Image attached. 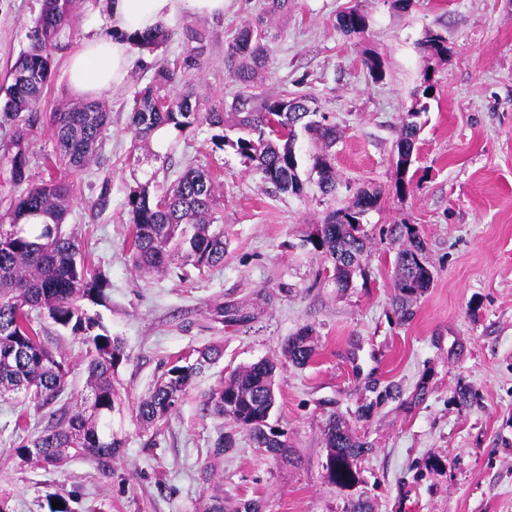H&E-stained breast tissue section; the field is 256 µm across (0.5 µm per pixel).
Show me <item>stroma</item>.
<instances>
[{
    "mask_svg": "<svg viewBox=\"0 0 512 512\" xmlns=\"http://www.w3.org/2000/svg\"><path fill=\"white\" fill-rule=\"evenodd\" d=\"M363 3L369 28L355 39L336 28L350 0H292L287 13L267 20L269 65L257 92L308 93L336 125L332 204L321 203L312 182L300 198L269 192L234 150L217 146L208 125L187 129L163 151L131 127L135 92L187 55L189 29L203 36V65L179 73L170 94L191 95L204 110L231 107L243 89L224 49L262 17L263 0H229L216 19L176 17L171 39L150 52L139 49L142 64L103 93L110 123L91 165L73 177L64 229L110 282L107 302L88 311L124 345L113 378L121 402L112 413L122 446L107 475L79 457L45 471L14 455L51 410L71 406L86 389L84 345L33 313L35 328L71 372L51 407L0 399V498L10 512H49L51 497L75 490L74 512H203L214 494L231 504L256 501L262 512H345L363 492L376 512H512V0H416L406 12L392 0ZM39 9L40 0H0V78L30 50ZM108 26L103 0H83L54 53L27 137L30 184L51 172L52 113L76 102L67 88L68 50ZM430 30L447 37V57L421 59L417 44ZM367 49L384 62L382 81H372L362 64ZM427 75L436 90L419 117L416 173L399 194L392 148ZM190 165L216 178L224 263L198 270L175 261L143 275L131 259L128 196L143 185L171 183ZM358 186L379 190L381 201L364 219V272L341 294L302 242L328 206L344 205ZM394 224L418 227L433 274L405 322L395 312L396 248L386 235ZM219 305L238 310L241 321L216 318ZM304 325L316 330V353L297 367L281 347ZM210 345L222 346V358L194 378L168 420L157 429L140 425L135 406L162 373ZM265 358L278 362L270 422L292 445L290 460L267 457L242 432L232 451L213 457L215 439L230 425L206 407L209 394L234 369ZM391 383L400 398L356 425L374 445L360 466L362 483L337 488L326 469V422L353 418ZM421 384L426 394L413 402ZM460 384L478 393L477 403L456 402ZM22 413L24 431L15 427ZM432 456L442 468L422 472Z\"/></svg>",
    "mask_w": 512,
    "mask_h": 512,
    "instance_id": "1",
    "label": "stroma"
}]
</instances>
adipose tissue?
<instances>
[{
    "label": "adipose tissue",
    "mask_w": 512,
    "mask_h": 512,
    "mask_svg": "<svg viewBox=\"0 0 512 512\" xmlns=\"http://www.w3.org/2000/svg\"><path fill=\"white\" fill-rule=\"evenodd\" d=\"M112 21L110 30L83 38L71 52L68 86L72 94L92 98L122 84L136 57L133 34L164 28L180 14L218 18L227 0H104Z\"/></svg>",
    "instance_id": "obj_1"
}]
</instances>
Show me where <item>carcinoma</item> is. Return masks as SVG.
Segmentation results:
<instances>
[{
    "instance_id": "1",
    "label": "carcinoma",
    "mask_w": 512,
    "mask_h": 512,
    "mask_svg": "<svg viewBox=\"0 0 512 512\" xmlns=\"http://www.w3.org/2000/svg\"><path fill=\"white\" fill-rule=\"evenodd\" d=\"M82 0H42L32 28L33 48L23 54L10 70V83L0 88L4 94L0 117L11 122L26 121L41 101L51 74L52 51L60 47V36L70 27ZM368 15L359 2L336 17V28L346 37L364 34ZM171 37L158 30L141 35L135 42L155 48ZM197 43L183 62L158 70L152 83L134 96L131 122L137 137L148 139L161 129L182 134L195 124L213 128L227 127L243 132L232 139L220 135L222 146L233 149L247 167L260 174L274 194L303 195L299 174L300 159L295 151L296 127L313 134L324 150L312 155L310 170L317 171L318 185L325 195L336 194V169L330 149L336 144V127L326 122L312 97L302 93H284L261 99L246 109L249 95L233 112L224 107L199 111L190 96L173 97L167 86L181 69L198 67L203 35L188 33ZM423 57L448 55L445 36L428 32L419 42ZM225 61L231 75L244 88L254 85L269 63L264 30L251 25L241 28L225 48ZM362 63L371 78L384 76L379 54L368 52ZM430 81L418 88L407 120L401 125L393 155L413 163L417 159L416 118L427 110L422 100L431 98ZM109 119L102 101L64 107L52 113L55 141L53 167L69 173L86 168L96 154L99 139ZM24 128H16L11 139L0 145V158L9 165L10 180L16 186L28 181L27 171L15 167L17 153L27 155ZM74 184L67 178L49 176L17 196L9 207L7 223L0 224V397L21 394L41 408L50 404L63 390L69 364L58 355L33 328L31 312L38 310L57 326L80 337L87 345L85 370L88 393L77 398L71 412L62 413L36 435L15 448L16 456L27 465L44 470L60 467L70 457H85L104 473L112 472V458L121 442L109 429L118 393L112 375L124 359L118 338L104 330L100 320L89 315L84 302L101 304L110 283L105 276L88 268L79 257L78 239L63 230L69 212ZM378 203L376 192L358 188L346 205L329 210L316 231L306 239L310 251L326 263L325 271L336 287H351L353 276L362 271L367 253V235L362 224L365 215ZM128 213L133 224V263L150 273L160 271L174 258L184 266L198 270L224 262V228L216 226V187L208 169L189 166L170 185L152 194L149 186L130 193ZM39 218V224H24L25 218ZM396 252V283L399 297L396 312L402 319L412 315L407 302L430 288L433 275L425 260L426 243L413 224H395L391 228ZM315 329L305 325L289 336L283 355L298 367L307 365L315 353ZM223 349L211 346L196 351L195 361L171 366L156 383L150 395L136 406L138 421L153 426L168 420L187 386L208 365L215 363ZM276 363L260 360L233 371L224 384L206 402L214 414L229 421L232 430L222 432L214 442L212 454L220 456L236 445V432L247 433L254 447L266 456L285 459L290 454L288 441L269 426L275 405L273 379ZM400 396L395 385H388L376 399L355 413L358 421L368 419L373 410L389 399ZM326 466L331 481L340 489L362 482L358 462L371 453L373 446L359 435L350 422L334 418L324 429Z\"/></svg>"
}]
</instances>
